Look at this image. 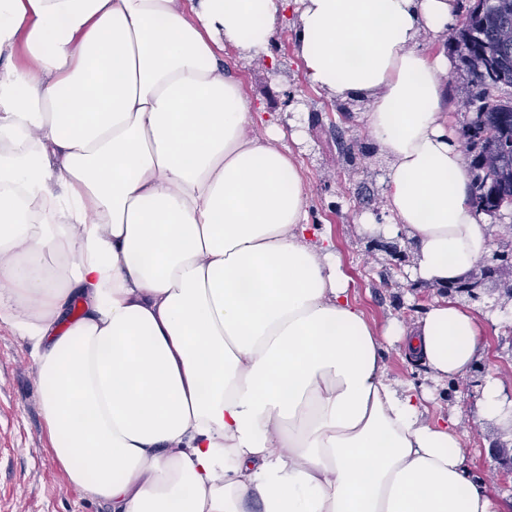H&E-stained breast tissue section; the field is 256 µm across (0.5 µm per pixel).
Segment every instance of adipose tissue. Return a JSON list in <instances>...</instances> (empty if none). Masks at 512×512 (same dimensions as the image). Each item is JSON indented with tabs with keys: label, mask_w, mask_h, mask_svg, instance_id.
Listing matches in <instances>:
<instances>
[{
	"label": "adipose tissue",
	"mask_w": 512,
	"mask_h": 512,
	"mask_svg": "<svg viewBox=\"0 0 512 512\" xmlns=\"http://www.w3.org/2000/svg\"><path fill=\"white\" fill-rule=\"evenodd\" d=\"M295 11L313 87L371 99L385 224L440 287L490 250L448 125L454 0H0V324L26 340L69 482L111 512H498L438 381L484 341L451 299L379 330L281 125L224 49Z\"/></svg>",
	"instance_id": "obj_1"
}]
</instances>
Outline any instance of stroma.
<instances>
[{"label":"stroma","instance_id":"35a3bbf8","mask_svg":"<svg viewBox=\"0 0 512 512\" xmlns=\"http://www.w3.org/2000/svg\"><path fill=\"white\" fill-rule=\"evenodd\" d=\"M465 18L463 6H456L446 38L436 45L450 61L447 104L452 125L458 130L466 121L459 101L467 89V75L456 50V38ZM277 47L286 55L279 76L252 65L232 47L224 50V65L238 78L247 97L264 101L268 116L285 114L295 122L298 136L287 145L306 183L309 221L328 226L336 255L353 281L356 299L366 316L380 328L392 320L411 325L421 311L415 298L408 295V275H397L388 255L372 250L370 235L360 227L361 216L375 214L377 200L386 193L388 161L379 145L373 144L364 119L370 102L364 98L351 101L352 117L344 126L345 136L370 143L371 148L367 154L358 155L355 166L350 167L340 160L326 119L333 94L308 83L294 54L293 40L278 42ZM285 87L295 91L296 104L283 106L279 92ZM457 300L480 312L486 342L482 360L468 375L472 383L469 390H460L453 383L434 384L421 366L402 361L395 351H387L386 362L393 376L418 391L431 393L433 407L457 414L468 433L467 445L475 450L474 477L494 488L502 512H512V478L499 476L491 451L496 443L512 447V423L499 418L481 420L479 406L483 381L489 373L501 383V400L512 401V300L501 297L491 282L482 288L479 299L461 294ZM0 512H109L106 505L71 487L52 450L31 347L2 325Z\"/></svg>","mask_w":512,"mask_h":512}]
</instances>
